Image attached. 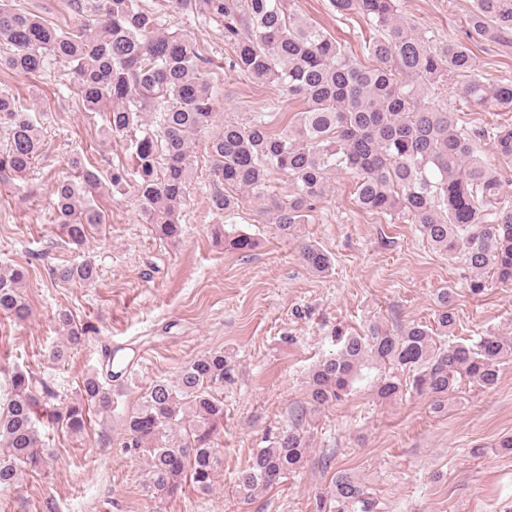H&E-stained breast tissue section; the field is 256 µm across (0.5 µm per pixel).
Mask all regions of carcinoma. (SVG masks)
Returning <instances> with one entry per match:
<instances>
[{"label": "carcinoma", "instance_id": "obj_1", "mask_svg": "<svg viewBox=\"0 0 512 512\" xmlns=\"http://www.w3.org/2000/svg\"><path fill=\"white\" fill-rule=\"evenodd\" d=\"M94 22L62 31L37 15L0 0V69L36 75L51 56L70 68L73 98L87 112L106 113L107 132L128 141L132 166L109 171L80 159L71 180L54 188L55 221L67 242L79 246L90 230L104 223L91 197L108 184L115 193L132 187L146 223L159 238L181 232L176 211L190 177L191 137L213 117L212 61L205 49L177 24L165 25L139 0H73ZM397 0H331L342 16L359 14L377 32L364 44L373 61L359 64L321 28L291 10L290 0H166L176 17L193 13L224 25L232 48L229 66L260 82H276L303 101L295 124L277 133L258 116L243 125L224 123L208 144L217 187L212 211L226 218L238 207L232 192L263 194L271 171L288 174L296 191L272 205L273 223L282 237L295 234L333 176L354 178L356 205L365 211L409 220L421 227L435 248L458 254L469 272L470 291L486 288L492 273L512 284V126H460L454 113L431 102L423 86L450 74L465 78L461 98L471 107L512 112V83L490 81L471 49L450 41L435 48L405 20ZM473 39L506 41L512 36V0H475L465 19ZM159 118L149 129L147 113ZM9 146L0 153V171L21 174L40 151L38 128L28 106L0 92V128ZM489 146L492 158L479 154ZM224 248L247 252L255 239L223 233ZM309 268L325 273L330 256L312 243L301 247ZM98 275L90 259L62 265L55 276L92 284ZM25 270L0 273V315L28 317L21 295ZM455 291L436 294V328L412 322L398 332L373 321L362 333L335 332L340 345L322 361L306 385L308 403L318 410L347 396L362 367L387 368L378 382L383 399L415 392L432 398L436 409L463 382L495 386L500 366L512 357V339L489 332L469 343L453 341ZM65 342L52 351L61 361L79 345L86 329L68 311L57 314ZM224 352L198 356L172 381L148 389L138 409L125 420L124 447L147 457L145 487L163 499L177 492L184 475L208 492L221 458L212 435L224 420V400L213 389L224 385ZM55 393L31 373L16 368L0 383V489L18 484L27 468L41 461L37 409ZM112 408V387L99 375H86L81 400L56 415L68 432L84 430L89 406ZM309 437L300 426L279 432L259 449L239 474L235 492L245 501L302 469ZM334 512H376V501L346 472L336 473Z\"/></svg>", "mask_w": 512, "mask_h": 512}]
</instances>
